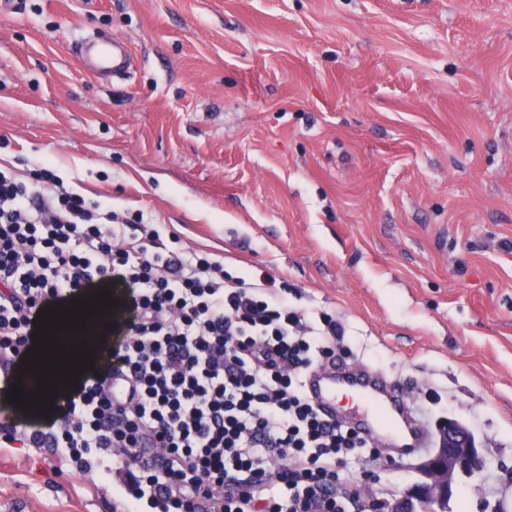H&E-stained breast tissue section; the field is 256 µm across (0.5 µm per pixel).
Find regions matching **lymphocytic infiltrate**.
<instances>
[{
  "label": "lymphocytic infiltrate",
  "mask_w": 512,
  "mask_h": 512,
  "mask_svg": "<svg viewBox=\"0 0 512 512\" xmlns=\"http://www.w3.org/2000/svg\"><path fill=\"white\" fill-rule=\"evenodd\" d=\"M178 242L68 192L46 163L31 182L0 171V374L43 311L122 288L132 313L52 422L1 424L0 447L121 475L126 512H373L341 477L351 459H378L370 437L324 420L306 390L341 324L294 310L272 276L246 282Z\"/></svg>",
  "instance_id": "1"
}]
</instances>
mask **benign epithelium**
<instances>
[{"instance_id": "1", "label": "benign epithelium", "mask_w": 512, "mask_h": 512, "mask_svg": "<svg viewBox=\"0 0 512 512\" xmlns=\"http://www.w3.org/2000/svg\"><path fill=\"white\" fill-rule=\"evenodd\" d=\"M431 438L433 448L419 464L420 479L393 501L378 502L375 512H437L454 497L462 479L486 469L483 450L460 420L441 419Z\"/></svg>"}]
</instances>
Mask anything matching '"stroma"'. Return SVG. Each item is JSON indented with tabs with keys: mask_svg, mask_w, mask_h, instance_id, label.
I'll use <instances>...</instances> for the list:
<instances>
[{
	"mask_svg": "<svg viewBox=\"0 0 512 512\" xmlns=\"http://www.w3.org/2000/svg\"><path fill=\"white\" fill-rule=\"evenodd\" d=\"M134 64L91 75L79 41ZM143 213L342 324L345 364L488 456L447 512H512V0H21L0 13V171ZM389 501L418 458L377 437ZM47 448H0V512H122Z\"/></svg>",
	"mask_w": 512,
	"mask_h": 512,
	"instance_id": "stroma-1",
	"label": "stroma"
}]
</instances>
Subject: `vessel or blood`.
I'll use <instances>...</instances> for the list:
<instances>
[{
  "label": "vessel or blood",
  "mask_w": 512,
  "mask_h": 512,
  "mask_svg": "<svg viewBox=\"0 0 512 512\" xmlns=\"http://www.w3.org/2000/svg\"><path fill=\"white\" fill-rule=\"evenodd\" d=\"M80 55L85 66L94 74L120 75L128 71L132 62L128 45L119 40L81 45ZM308 389L321 414L330 420L338 416V397L354 394L353 427L368 435L378 431L397 434L408 452H419L421 440L408 425L409 408L402 400L398 385L375 381L360 374L341 377L336 369L330 368L310 378Z\"/></svg>",
  "instance_id": "vessel-or-blood-1"
}]
</instances>
